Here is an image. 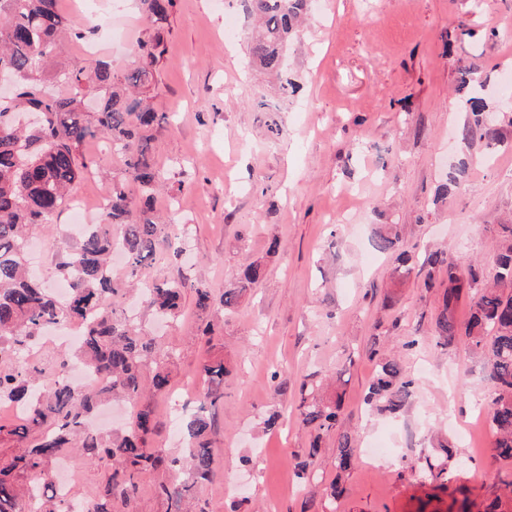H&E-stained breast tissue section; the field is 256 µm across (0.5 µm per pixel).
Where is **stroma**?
Instances as JSON below:
<instances>
[{
    "instance_id": "35a3bbf8",
    "label": "stroma",
    "mask_w": 512,
    "mask_h": 512,
    "mask_svg": "<svg viewBox=\"0 0 512 512\" xmlns=\"http://www.w3.org/2000/svg\"><path fill=\"white\" fill-rule=\"evenodd\" d=\"M79 3L58 0L69 26L84 34L57 44L58 64L101 60L122 73L134 67L138 41L163 39L150 93L171 120L153 130L151 154L166 174L158 209L189 229L180 270L218 297L248 263L265 267L257 286L219 317L212 345L198 339L191 294L181 317L157 331L176 358L169 393L144 399L155 414L153 447H173L182 388L202 358L223 357L229 368L210 434L214 477L197 491L207 512H324L335 441L326 439L315 461L322 484L304 490L292 463L305 457L310 431L296 415L294 392L329 372L342 378L336 430L357 439L339 512H448L456 498L467 512H483L503 496L512 463L494 454L482 359L461 341L435 347L442 289L424 288L417 272L395 278L392 256L375 251L371 238L376 225L392 224L417 264L443 250L493 271L497 229L512 224V129L498 156L482 145L463 150L468 92L459 81L461 68L478 67L489 76L488 102L505 98L512 0H484L477 11L471 0H308L280 77L249 62L244 0H174L158 26L137 0H98V12L112 19L108 31L83 19ZM81 154L90 169L70 196L93 208L128 174L107 138L86 141ZM462 157L459 187L436 200ZM53 222L55 231L36 230L27 249L50 288L69 247L59 233L68 212ZM180 270L153 264L142 277ZM412 339L416 347L406 349ZM375 349L397 354L416 380L399 416L364 408ZM276 369L288 378L278 390L270 382ZM275 411L282 428L264 431ZM374 440L392 452L372 466L364 450ZM68 462L76 476L70 496L98 498L107 471L78 455ZM430 464L452 469L449 490L421 480Z\"/></svg>"
}]
</instances>
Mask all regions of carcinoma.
Segmentation results:
<instances>
[{
  "instance_id": "obj_1",
  "label": "carcinoma",
  "mask_w": 512,
  "mask_h": 512,
  "mask_svg": "<svg viewBox=\"0 0 512 512\" xmlns=\"http://www.w3.org/2000/svg\"><path fill=\"white\" fill-rule=\"evenodd\" d=\"M57 0H0V69L16 78L9 100L0 99V403L18 406L21 416L3 428L26 442V448L0 458V512H74L67 493L42 482L50 462L79 454L109 472L104 494L91 502L90 512H129L140 493V478L149 469H162L171 479L154 487V493L170 504V512H195L196 489L214 475V448L209 432L215 410L224 399V359L213 356L197 368L203 380L198 408L181 421V443L176 452L148 446L153 430L152 411L139 406L146 391L165 394L170 385L171 350L141 325L125 321L116 303L141 284L142 269L156 260L157 246L168 244V261L183 252L182 235L169 232L170 221L154 215L161 170L152 163L150 135L168 121L156 112L137 89L153 79L163 53L156 36L137 45L140 65L118 74L106 64L92 70L74 65L50 71L52 53L67 22L56 8ZM142 12L156 22L167 19L173 0H139ZM256 21L248 41L250 62L269 72L282 70L283 50L306 8L307 0H245ZM48 74L71 92L48 96L40 75ZM482 72L470 66L461 72L460 84L484 86ZM102 91L97 109L82 110L78 97ZM469 120L460 131L463 142L479 141L487 147L504 143L502 125L492 116L483 97L465 101ZM103 135L112 150L123 157L135 188L112 182L107 205L98 224L74 237L75 245L58 263L59 273L70 283L67 298L59 300L25 265L29 236L52 218L67 202L69 188L85 172L79 148L88 138ZM499 256L493 284L483 282L480 269L436 251L429 255L424 279L427 288L444 289L435 319L436 345L446 349L459 337L485 360L492 390L486 403L495 435L496 457L512 460V224L499 225ZM120 240L127 262L125 277L110 274L114 240ZM373 248L396 255L395 272L406 274L411 260L400 249L397 234L375 228ZM264 267L250 263L242 276L219 300L209 288L181 275H161L151 281L142 301L156 316L178 317L183 294L197 296L198 316L206 318L215 306L229 311L250 288L256 286ZM472 299L465 325L456 319L462 295ZM82 325L84 339L77 353L95 373L88 385L71 383L67 371L72 354L59 352L49 364L23 358L30 353L43 330L62 323ZM413 380L403 376L392 356L378 357L376 376L365 395L371 409L399 413L412 395ZM320 383L303 380L296 405L300 422L314 432L307 459L294 463L297 479H317L314 460L321 440L336 424L339 400H325ZM114 398L130 402L128 427L117 434L90 429L89 420L99 407ZM353 438L336 437V476L329 483L327 509L336 512L343 495L342 478L350 470Z\"/></svg>"
}]
</instances>
